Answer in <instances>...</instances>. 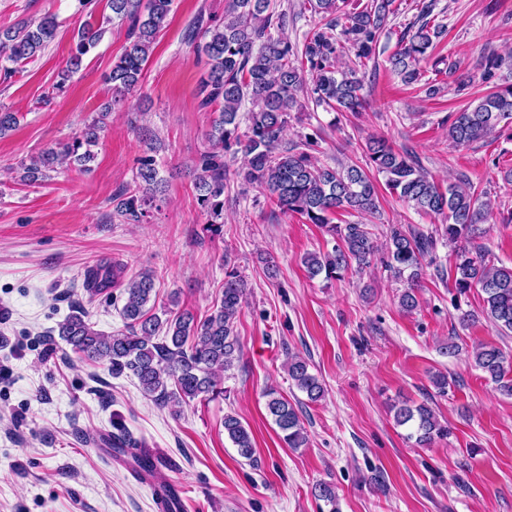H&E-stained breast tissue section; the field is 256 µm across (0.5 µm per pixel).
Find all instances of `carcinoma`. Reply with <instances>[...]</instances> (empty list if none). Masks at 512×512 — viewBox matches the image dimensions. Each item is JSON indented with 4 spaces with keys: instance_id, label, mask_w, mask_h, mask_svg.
I'll list each match as a JSON object with an SVG mask.
<instances>
[{
    "instance_id": "cac0c4a2",
    "label": "carcinoma",
    "mask_w": 512,
    "mask_h": 512,
    "mask_svg": "<svg viewBox=\"0 0 512 512\" xmlns=\"http://www.w3.org/2000/svg\"><path fill=\"white\" fill-rule=\"evenodd\" d=\"M396 0H367L362 7L341 10L338 0H308V6L320 18V27L306 36L303 46L291 42L285 33L287 13L276 9L273 0H225L221 22L197 25L189 31L191 40H199L197 55L205 57L206 71L201 78L200 106L217 105V116L206 133L205 151L195 167L194 187L198 203L215 224L224 214V186L234 175L269 194L283 213L296 214L309 224L319 225L335 241L326 253L304 255L302 264L310 276L334 279L354 268L362 271L378 261L385 270L407 283L399 297L400 308L408 313L419 305L418 282L424 262L432 254L435 236L419 228L392 227L382 245L375 244L366 225L334 224L331 215L373 214L379 207L378 188L370 176H383L385 189L424 214L443 215L442 236L455 247L454 285L459 294L479 288L484 294L483 313L498 329L512 333V266L486 261L482 247L472 244L480 237V225L493 212L486 192L478 193L465 175L442 186L422 169L413 153L396 150L382 138L366 141L362 148L364 164L319 165L315 152L317 139L306 136L296 142L283 141L298 95L327 111L357 115L364 110L363 85L356 66L375 54L379 37L389 16L396 14ZM174 0H108L112 17L128 23L127 46L112 65L109 79L113 98L106 103L98 119L83 134L56 147L45 149L38 158L23 167L22 179L35 184L59 162L88 169L113 106L140 87L144 66L157 33L172 11ZM432 4L420 7L421 24L413 33L403 32L396 51L390 57L395 72L407 84L420 81V63L426 59L433 41L443 35V26L430 24ZM58 22L47 16L36 24L23 22L0 34V69L8 75L18 72L16 65L44 50L56 37ZM340 34H335V31ZM102 28L89 23L74 36L72 65H80L101 40ZM354 57V67L340 66L342 54ZM249 102L247 132L239 133V112ZM512 119V88L494 91L475 106L458 112L448 129V139L457 146L471 144L491 135L501 121ZM237 148L244 153L246 167L229 173L224 152ZM136 181L154 194L159 189L153 158L140 159ZM149 202L139 190L120 194L116 213L125 220L139 221ZM122 269L97 264L84 273L85 290L92 300L106 289L120 284ZM121 316L125 330L104 332L94 328L88 313L77 308L58 323V336L77 358L90 364H109L112 374L131 373L141 393L156 406L167 408L196 399L212 400L224 394V373L231 370L242 355L234 320L246 295V283L238 272H224L220 302L204 319L188 310L174 316L146 309L155 296L154 274L144 270L124 288ZM474 367L494 383L499 392L512 396V359L498 347L480 344L472 351ZM288 376L308 400L317 402L325 389L309 364L298 355L288 356ZM267 410L290 448L307 444V434L298 411L274 390L266 392ZM393 419L409 429L408 438L427 446L449 435L434 409L426 403L392 405ZM112 447L128 455L136 466L151 474L154 458L149 449L135 440L126 427L112 422ZM224 432L251 461L252 438L239 417L224 415ZM313 496L339 512L336 486L320 482Z\"/></svg>"
}]
</instances>
